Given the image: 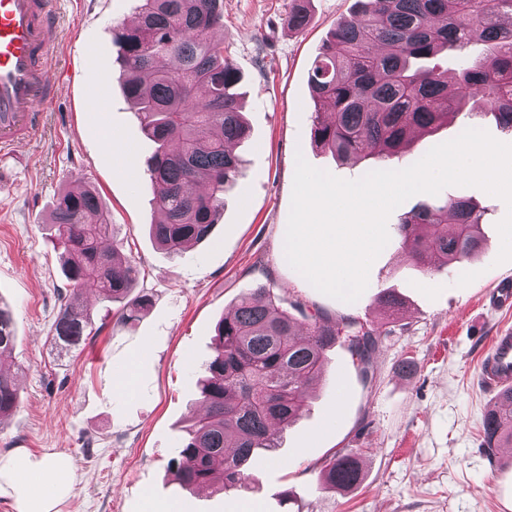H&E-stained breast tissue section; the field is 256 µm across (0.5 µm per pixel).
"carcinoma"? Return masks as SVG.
<instances>
[{"instance_id": "obj_1", "label": "carcinoma", "mask_w": 512, "mask_h": 512, "mask_svg": "<svg viewBox=\"0 0 512 512\" xmlns=\"http://www.w3.org/2000/svg\"><path fill=\"white\" fill-rule=\"evenodd\" d=\"M310 0H293L288 27L310 23ZM357 14L336 25L309 75L315 107L314 147L340 159L372 156L378 163L400 153L416 132L459 116L460 128L490 114L512 136V0H357ZM135 19L112 31L119 79L137 107L145 136L156 145L146 160L153 203L164 220L151 225L157 244L181 255L207 239L224 209V195L241 172L237 143L249 136L241 112L242 75L211 37L224 23V0H137ZM473 41L477 56L465 53ZM457 55L455 88L435 58ZM478 99L479 112H461ZM483 212L466 198L428 196L405 215L399 235L417 261L431 255L440 273L483 250ZM62 269L73 283L55 323V339L76 346L92 333V315L73 298L91 287L107 302L126 300L120 320L144 310L131 295L136 266L117 248L96 191L67 187L52 211ZM386 330L359 318L332 324L323 316L302 322L261 287L242 295L213 336L214 351L198 386L205 413L182 439L170 462L182 488L248 491V468L258 451L278 448L272 424L284 428L301 412L326 352L343 338L351 359L369 377L372 355ZM12 313L0 304V360L11 354ZM19 406L15 374L0 370V425ZM484 446L512 445V393L496 397L483 417ZM362 480L358 454L337 452L322 470L323 484L348 490Z\"/></svg>"}]
</instances>
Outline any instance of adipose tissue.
I'll return each instance as SVG.
<instances>
[{
	"mask_svg": "<svg viewBox=\"0 0 512 512\" xmlns=\"http://www.w3.org/2000/svg\"><path fill=\"white\" fill-rule=\"evenodd\" d=\"M69 457L39 458L19 449L0 458V495L8 496L16 512H60L73 482Z\"/></svg>",
	"mask_w": 512,
	"mask_h": 512,
	"instance_id": "adipose-tissue-1",
	"label": "adipose tissue"
}]
</instances>
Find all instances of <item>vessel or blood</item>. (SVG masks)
Returning a JSON list of instances; mask_svg holds the SVG:
<instances>
[{
    "instance_id": "obj_1",
    "label": "vessel or blood",
    "mask_w": 512,
    "mask_h": 512,
    "mask_svg": "<svg viewBox=\"0 0 512 512\" xmlns=\"http://www.w3.org/2000/svg\"><path fill=\"white\" fill-rule=\"evenodd\" d=\"M52 0H0V148L21 144L55 96L51 78ZM89 98L95 112L111 109V80L97 74ZM480 363L483 380L497 393L512 391V330L495 329Z\"/></svg>"
}]
</instances>
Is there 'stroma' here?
I'll return each mask as SVG.
<instances>
[{"label":"stroma","mask_w":512,"mask_h":512,"mask_svg":"<svg viewBox=\"0 0 512 512\" xmlns=\"http://www.w3.org/2000/svg\"><path fill=\"white\" fill-rule=\"evenodd\" d=\"M57 16V99L41 126L15 152H0V302L15 322L8 360L20 406L0 429V457L24 448L39 457L68 455L75 479L61 512H512V455L483 448L482 419L496 399L479 363L493 329L512 328V307L494 304L512 289V262L497 263L498 197L451 186L448 196L484 209L485 248L447 273H427L398 234L413 196L390 215L389 242L373 262L361 297L345 303L317 291L282 258L297 157L346 179L363 177L368 160L339 161L311 146L314 110L308 72L330 31L350 18L355 0H311V22L288 30L290 0H224L218 35L243 76L249 137L238 144L242 174L224 196L209 240L179 256L149 234L159 215L147 176L131 182L112 158V142L134 147L143 164L154 145L119 81L112 28L134 17V0H52ZM98 49L111 78L112 108L89 111L84 45ZM460 133L451 123L415 134L391 161L401 170ZM92 186L114 238L140 271L135 291L150 304L134 320H118L120 304L86 289L93 331L74 349L54 339L65 277L54 246L51 212L68 186ZM269 286L283 308L301 303L330 321L352 316L388 322L391 332L363 379L343 346L326 354L322 378L301 416L277 431L278 447L255 473L260 487L245 495L184 490L168 464L199 413L197 379L211 357L216 323L238 299ZM394 291L406 310L383 317L379 294ZM412 359L414 372L401 371ZM136 361L139 392L112 389L118 365ZM357 453L364 480L338 492L321 470L337 451Z\"/></svg>","instance_id":"stroma-1"}]
</instances>
